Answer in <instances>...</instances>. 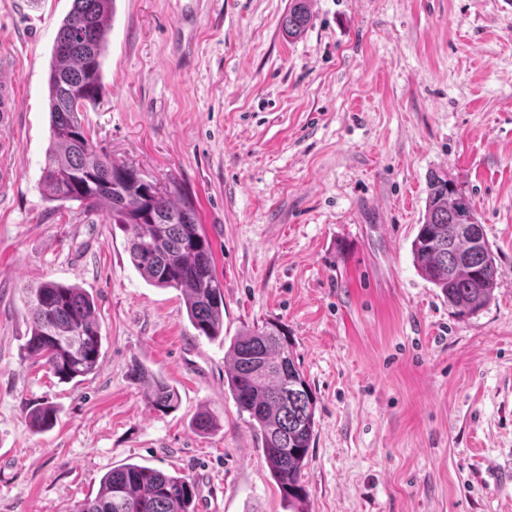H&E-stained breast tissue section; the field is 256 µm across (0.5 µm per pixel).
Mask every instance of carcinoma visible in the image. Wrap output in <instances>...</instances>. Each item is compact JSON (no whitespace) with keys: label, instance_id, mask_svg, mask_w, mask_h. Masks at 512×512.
<instances>
[{"label":"carcinoma","instance_id":"cac0c4a2","mask_svg":"<svg viewBox=\"0 0 512 512\" xmlns=\"http://www.w3.org/2000/svg\"><path fill=\"white\" fill-rule=\"evenodd\" d=\"M113 0H73L56 37L48 78L50 145L41 184L52 201H77L88 212L104 206L111 223L131 231L127 249L141 277L184 296L198 335L215 340L224 332V282L212 243L198 222L193 202L172 180L161 190L138 169L97 151L83 112L103 94L106 23ZM310 21L308 0H293L283 19L296 38ZM425 213L411 243L419 274L440 290L448 305L476 313L492 299L497 282L495 254L485 234L461 229L473 213L470 198L443 172L427 180ZM30 315L27 356L61 382H72L101 365L103 336L92 296L83 288L45 280L25 291ZM224 381L238 410L248 414L258 447L284 501L293 512L307 499L301 475L308 465L316 428L317 401L288 330L271 322L244 329L230 340ZM133 375L148 382L151 410L168 413L179 404L177 389L160 373L140 365ZM30 424L45 430L56 420L45 405ZM196 482L137 463L107 472L93 497L77 512H194Z\"/></svg>","mask_w":512,"mask_h":512}]
</instances>
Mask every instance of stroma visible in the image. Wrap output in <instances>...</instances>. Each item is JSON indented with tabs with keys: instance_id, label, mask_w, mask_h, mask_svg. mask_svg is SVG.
<instances>
[{
	"instance_id": "stroma-1",
	"label": "stroma",
	"mask_w": 512,
	"mask_h": 512,
	"mask_svg": "<svg viewBox=\"0 0 512 512\" xmlns=\"http://www.w3.org/2000/svg\"><path fill=\"white\" fill-rule=\"evenodd\" d=\"M115 0L103 154L181 183L224 282V334L284 324L317 396L307 512H512V0ZM73 0H0L21 108L0 194V512H76L113 467L180 471L195 512H289L224 345L197 336L180 291L147 283L128 232L41 187L48 75ZM468 196L497 257L474 314L416 272L426 179ZM52 279L97 305L102 363L58 381L25 355L22 291ZM177 388L150 411L133 365ZM49 403L55 425L29 413ZM218 430L193 427L202 410ZM309 0H293V5L283 19V28L289 38H297L306 29L310 21Z\"/></svg>"
}]
</instances>
